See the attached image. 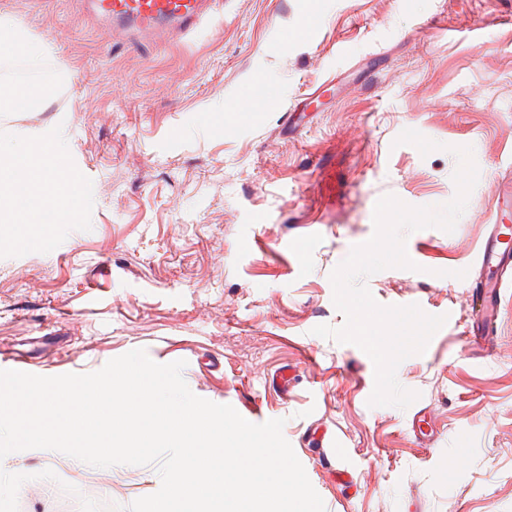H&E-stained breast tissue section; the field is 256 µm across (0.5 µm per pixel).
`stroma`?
Instances as JSON below:
<instances>
[{"instance_id": "obj_1", "label": "stroma", "mask_w": 512, "mask_h": 512, "mask_svg": "<svg viewBox=\"0 0 512 512\" xmlns=\"http://www.w3.org/2000/svg\"><path fill=\"white\" fill-rule=\"evenodd\" d=\"M1 18L43 45L32 62L53 80L21 86L0 57V137L60 143L86 194L79 219L0 223V370L91 373L143 349L185 361L201 398L284 419L326 512H512V288L492 351L467 354L470 281L455 276L492 217L512 225L494 211L512 183V0H226L182 40L139 46L89 0H0ZM21 90L30 111L8 107ZM408 128L440 150L397 144ZM455 146L479 170L455 231L409 234L418 270L366 281L381 305L419 297L448 320L397 368L418 399L371 407L369 356L313 333L345 322L330 274L372 236L380 198L455 196ZM284 371L285 394L271 384ZM419 412L445 432L437 445L413 437ZM324 432L342 450L332 464L309 442ZM0 466L30 477L18 512H81L65 482L105 507L161 485L154 464L49 450Z\"/></svg>"}]
</instances>
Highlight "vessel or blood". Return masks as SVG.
<instances>
[{
	"label": "vessel or blood",
	"instance_id": "obj_1",
	"mask_svg": "<svg viewBox=\"0 0 512 512\" xmlns=\"http://www.w3.org/2000/svg\"><path fill=\"white\" fill-rule=\"evenodd\" d=\"M221 0H93L94 9L113 29L134 36L173 41L195 31L216 12ZM512 274V226L488 225L477 254L469 312L461 341L470 345L479 337L484 349H491L500 317L502 288Z\"/></svg>",
	"mask_w": 512,
	"mask_h": 512
}]
</instances>
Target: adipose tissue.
<instances>
[{
  "mask_svg": "<svg viewBox=\"0 0 512 512\" xmlns=\"http://www.w3.org/2000/svg\"><path fill=\"white\" fill-rule=\"evenodd\" d=\"M8 155L9 167L0 168V200L12 223H32L36 203L46 207L50 224L71 214L72 180L65 176L62 159L50 144L28 140L10 148Z\"/></svg>",
  "mask_w": 512,
  "mask_h": 512,
  "instance_id": "ef3b65f1",
  "label": "adipose tissue"
}]
</instances>
